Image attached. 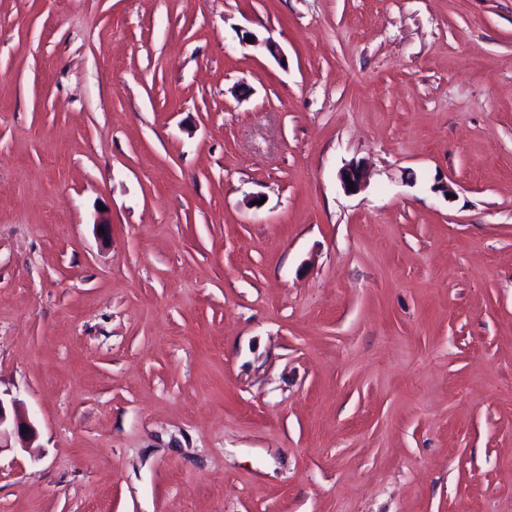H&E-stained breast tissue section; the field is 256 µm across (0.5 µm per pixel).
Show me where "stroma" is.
<instances>
[{"mask_svg":"<svg viewBox=\"0 0 512 512\" xmlns=\"http://www.w3.org/2000/svg\"><path fill=\"white\" fill-rule=\"evenodd\" d=\"M0 398V512H512V0H0ZM9 404L0 398V450L2 448H13L12 438L17 436L22 448H30L34 441L33 428L27 422L23 421L18 413V404L16 400ZM26 429V433H23Z\"/></svg>","mask_w":512,"mask_h":512,"instance_id":"35a3bbf8","label":"stroma"}]
</instances>
